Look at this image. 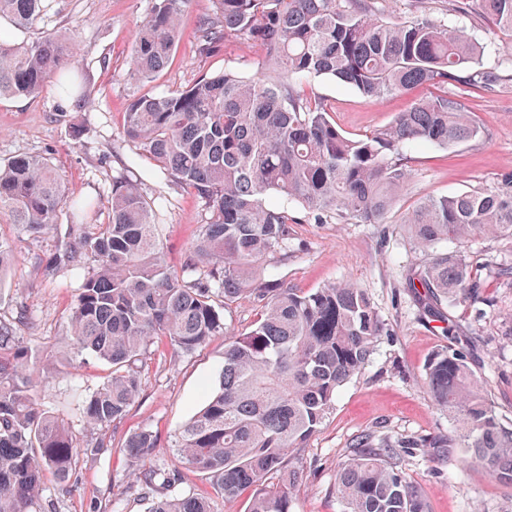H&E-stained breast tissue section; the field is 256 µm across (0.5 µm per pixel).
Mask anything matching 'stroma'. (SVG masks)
<instances>
[{"label":"stroma","mask_w":512,"mask_h":512,"mask_svg":"<svg viewBox=\"0 0 512 512\" xmlns=\"http://www.w3.org/2000/svg\"><path fill=\"white\" fill-rule=\"evenodd\" d=\"M449 0H427L432 17L465 28L485 46L487 67L512 72V37L476 11L454 13ZM150 8L149 0H50L47 13L16 40L49 33L75 39L74 68L82 73L93 100L80 110L48 81L31 98L0 101V163L21 153L47 155L65 176L74 195L95 200L93 223L107 222L112 177L128 174L162 208L165 259L180 270L204 219L201 203L159 173L153 163L129 144L123 114L134 98L180 91L210 74L234 70L255 74L263 55L247 40L221 45L210 55L196 52L199 20L212 10V0H190L181 16V39L168 65L153 80L130 78L128 62L135 28ZM306 87L330 110L332 121L349 135L372 131L418 99L438 95L434 86H419L404 95L370 101L358 91L328 77L310 79ZM466 104L482 129L474 141L452 149L434 145L408 151L412 179L407 193L386 223L360 224L332 219L320 224L292 205L286 247L268 255L265 275L302 290L346 281L369 295L384 324L362 372L338 392L331 415L297 453L303 478L293 492L296 512H339L336 474L356 440L367 433L391 439H429L452 433L447 413L433 402L424 384L429 358L448 338L438 322L424 312L406 285L412 267L426 259L415 247L402 215L425 196L461 191H494L512 178V87L495 94H477ZM71 221L61 210L58 226L28 235L17 225L0 224V238L15 245L14 261L0 281V316L15 317L25 309L20 328L28 346L49 354L39 371L38 398L46 408L62 412L76 433H83L78 405L110 373L108 363L77 353L70 340V314L81 281L60 268L45 275L61 250L62 228ZM480 265L479 297L451 307L459 345L488 384L497 412L512 424V283L498 271L512 266V245L485 238L458 244ZM224 365V339L216 337L192 354L172 350L159 340L147 354L141 391L127 415L99 431L105 446L98 455L80 456L69 490L46 476L39 512H148L152 500L197 493L206 496L212 512H246L252 497L244 491L225 501L202 474L180 467L168 451L160 457L179 469L176 484L144 492L129 476L123 449L126 437L147 428L169 439L218 384ZM407 478L422 490L427 512H512V486L500 483L485 469L460 467L442 448H419L400 459Z\"/></svg>","instance_id":"stroma-1"}]
</instances>
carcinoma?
Here are the masks:
<instances>
[{
	"instance_id": "1",
	"label": "carcinoma",
	"mask_w": 512,
	"mask_h": 512,
	"mask_svg": "<svg viewBox=\"0 0 512 512\" xmlns=\"http://www.w3.org/2000/svg\"><path fill=\"white\" fill-rule=\"evenodd\" d=\"M46 0H0V19L30 28ZM189 0H151L137 25L130 76L149 80L168 63L181 38ZM198 24L196 49L250 40L264 53L254 76L227 70L203 76L184 91L133 99L124 137L172 182L196 196L205 220L181 270L171 271L160 244L157 204L128 177L112 181L108 223L87 230L93 204L74 196L50 158L19 154L0 165V223L41 233L68 207L73 222L59 265L82 279L70 317L75 349L112 365L82 407L89 430L121 420L141 389L139 363L164 337L191 354L224 337L218 387L164 443L149 429L129 434L124 450L132 475L146 488L171 484L179 471L154 463L167 447L183 465L209 475L224 500L257 490L248 512H295L292 489L301 472L294 452L333 412L340 388L359 374L384 332L369 295L352 283L314 290L261 277L263 259L288 240L286 202L317 220L345 216L382 224L411 180L406 151L443 148L480 134L464 95L497 93L512 73L486 68L483 47L461 29L422 10L403 21L385 16L379 0H212ZM512 33V0H466ZM74 39L53 35L17 42L0 32V99L29 98L52 77L76 105H90L83 77L69 70ZM328 76L368 99L405 94L418 85L448 87L412 103L385 127L344 135L303 81ZM277 195L280 204H269ZM411 237L433 254L410 270L408 285L430 316L455 336L446 307L475 297L476 264L443 241L484 236L512 244V181L497 191H464L421 200L404 217ZM248 297L261 307L246 333L236 334L215 305ZM24 315L0 318V512H36L44 475L69 481L81 454L103 442L78 437L37 399L39 369L18 335ZM424 381L454 426L448 437L397 440L361 436L336 475L341 512H426L420 489L399 467L413 448H446L461 466L480 465L512 485V425L497 414L484 379L466 353L434 354ZM149 512H211L199 494L161 498Z\"/></svg>"
}]
</instances>
